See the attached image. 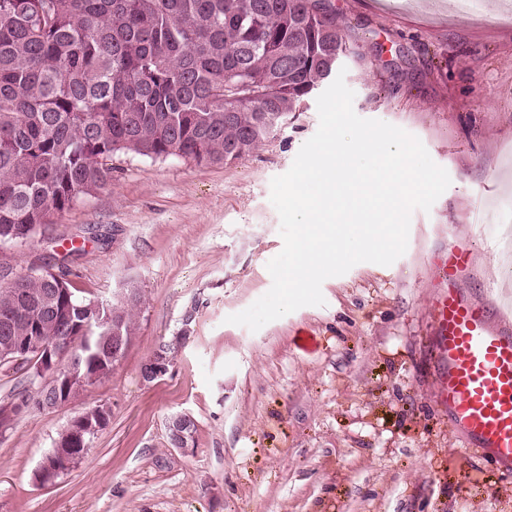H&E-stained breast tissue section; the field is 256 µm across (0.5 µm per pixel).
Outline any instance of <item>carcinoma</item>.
I'll use <instances>...</instances> for the list:
<instances>
[{
    "label": "carcinoma",
    "instance_id": "1",
    "mask_svg": "<svg viewBox=\"0 0 512 512\" xmlns=\"http://www.w3.org/2000/svg\"><path fill=\"white\" fill-rule=\"evenodd\" d=\"M346 34L308 0H0V244L33 238L81 195L112 183L118 154L229 164L262 145L331 79ZM0 272L6 343L83 336L82 380L131 338L130 297L93 304L68 272Z\"/></svg>",
    "mask_w": 512,
    "mask_h": 512
}]
</instances>
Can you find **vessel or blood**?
Instances as JSON below:
<instances>
[{"label":"vessel or blood","instance_id":"obj_1","mask_svg":"<svg viewBox=\"0 0 512 512\" xmlns=\"http://www.w3.org/2000/svg\"><path fill=\"white\" fill-rule=\"evenodd\" d=\"M475 262L467 244L438 256L442 284L431 309L429 349L436 363L433 399L469 444L512 469V328L493 324L484 303L457 288Z\"/></svg>","mask_w":512,"mask_h":512}]
</instances>
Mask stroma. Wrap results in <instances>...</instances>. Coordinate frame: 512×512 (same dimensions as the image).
<instances>
[{
  "mask_svg": "<svg viewBox=\"0 0 512 512\" xmlns=\"http://www.w3.org/2000/svg\"><path fill=\"white\" fill-rule=\"evenodd\" d=\"M354 53L342 62L357 115L420 139L451 184L411 216L393 264L360 263L259 331L227 323L272 285L283 248L270 183L319 127L315 100L231 164L132 155L35 242L0 245V266L67 269L77 297L105 304L134 288L136 332L111 373L70 404L28 402L0 432V512H512V474L471 448L432 401L430 306L439 252L479 255L461 288L499 298L512 283V220L481 211L512 198V0L474 15L455 0H317ZM102 227L107 243L83 239ZM77 253H70V246ZM185 337L170 371L143 363ZM110 412L84 458L53 482L36 471L87 406ZM195 422L171 447L166 421ZM173 362L168 361L165 355L158 350V347L153 354L146 360L142 366L141 376L144 381L151 382L164 375L169 371ZM192 418L187 414H174L167 421L169 444L174 448H189L194 443V433L191 431Z\"/></svg>",
  "mask_w": 512,
  "mask_h": 512,
  "instance_id": "35a3bbf8",
  "label": "stroma"
}]
</instances>
